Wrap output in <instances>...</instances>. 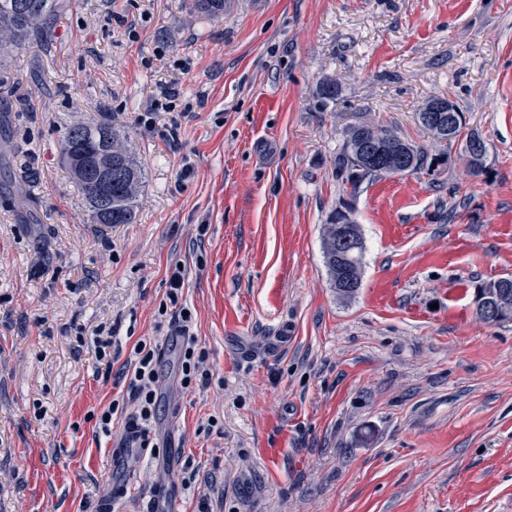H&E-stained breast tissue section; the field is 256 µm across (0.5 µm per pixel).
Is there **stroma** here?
<instances>
[{"instance_id": "35a3bbf8", "label": "stroma", "mask_w": 512, "mask_h": 512, "mask_svg": "<svg viewBox=\"0 0 512 512\" xmlns=\"http://www.w3.org/2000/svg\"><path fill=\"white\" fill-rule=\"evenodd\" d=\"M230 2L215 18L192 0H69L50 46L11 59L0 512H147L155 494L170 512H512V323L475 307L482 282L512 277V0ZM326 75L341 89L324 107ZM433 96L484 140L481 176L418 123ZM103 119L145 173L133 224L92 223L63 159L69 126ZM358 122L434 169L351 191L336 157ZM345 208L365 246L348 301L321 242ZM177 264L209 370L186 389L158 325ZM140 340L163 350L157 450L119 491L124 418L105 435L96 416L125 396ZM375 127L379 130L382 135V138L392 144L395 149H405L412 153V159L414 161L413 169L409 172L418 171L424 169L426 166L428 170L434 166L433 160L436 158L431 157V161L428 162V154L421 148H416L414 145L402 139L393 129L385 126L374 123ZM404 150V151H405Z\"/></svg>"}]
</instances>
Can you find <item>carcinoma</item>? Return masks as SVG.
<instances>
[{
  "mask_svg": "<svg viewBox=\"0 0 512 512\" xmlns=\"http://www.w3.org/2000/svg\"><path fill=\"white\" fill-rule=\"evenodd\" d=\"M15 0H0V84L9 80L5 64L12 55L36 37L41 46L49 45L52 38V24L54 18L66 6L67 0H27L29 7L19 11L14 6ZM226 0H194V8L208 16H218L224 13ZM340 88L336 78L324 77L317 85L316 94L322 105L333 104L339 97ZM465 127L463 116L456 117V123L447 134L439 130L427 128L433 139L453 141L461 136ZM382 138L392 144L396 149H405L412 153L414 161L413 170L418 171L425 167L432 168L434 162L428 160L424 150L415 147L402 139L393 129L385 125H376ZM360 125H352L345 132L342 152L336 158V168L345 182L352 190H357L366 179L380 177L387 174L381 161L363 160L356 165L350 154L354 148ZM82 130L89 134L93 131H106L112 133V144L103 146L93 141L80 140L74 136L75 131ZM80 147L89 153H97L100 149L112 151V187L108 194L100 192L92 175H85L75 169H70L71 176L82 194L86 207L91 213L92 222L96 224H134L137 221L138 198L143 184V172L138 164L137 157L128 137L119 129L112 126L109 120L93 124H74L69 127L64 136L63 150ZM323 257L330 277L331 285L339 287L342 270L353 267V260L347 258L336 260L335 253L328 247H323Z\"/></svg>",
  "mask_w": 512,
  "mask_h": 512,
  "instance_id": "obj_1",
  "label": "carcinoma"
}]
</instances>
